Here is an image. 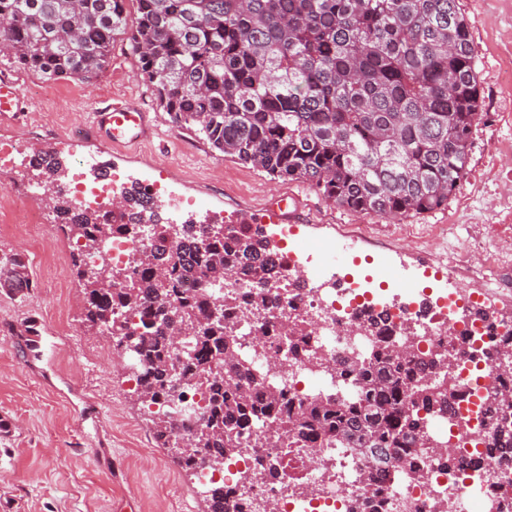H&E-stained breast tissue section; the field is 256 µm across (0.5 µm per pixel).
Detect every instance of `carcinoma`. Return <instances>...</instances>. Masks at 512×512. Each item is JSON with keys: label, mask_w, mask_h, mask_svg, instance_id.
Returning a JSON list of instances; mask_svg holds the SVG:
<instances>
[{"label": "carcinoma", "mask_w": 512, "mask_h": 512, "mask_svg": "<svg viewBox=\"0 0 512 512\" xmlns=\"http://www.w3.org/2000/svg\"><path fill=\"white\" fill-rule=\"evenodd\" d=\"M0 0V55L45 79L92 83L112 63L116 38L137 62L156 104L210 148L275 180L309 184L357 214L392 220L448 204L468 165L480 97L471 20L458 0ZM45 186L65 182L60 161L35 168ZM78 244L73 255L88 329L123 335L119 306L146 320L127 335L144 364L135 395L144 408L168 401L171 382L206 393L207 421L177 459L186 471L221 470L254 420L278 427L282 446L373 448L402 463L405 449L428 452L425 416L448 411L454 388L445 354L400 358L383 338L367 360H346L361 385L340 388L278 416L286 393L237 358L234 337L208 286L242 276L251 291L242 314L279 309V266L244 224H161L134 203L105 215L76 207L63 190L45 197ZM146 229L156 240L126 266L140 272L124 288L95 275L87 258H106L115 228ZM199 278L203 287L185 294ZM33 287L27 266L0 257V288ZM196 325L183 358L171 334ZM153 436L168 447L169 414L151 412ZM490 453L512 458V421L502 415ZM209 512H224V487L204 490Z\"/></svg>", "instance_id": "obj_1"}]
</instances>
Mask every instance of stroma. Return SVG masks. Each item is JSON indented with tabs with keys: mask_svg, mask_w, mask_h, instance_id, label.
Segmentation results:
<instances>
[{
	"mask_svg": "<svg viewBox=\"0 0 512 512\" xmlns=\"http://www.w3.org/2000/svg\"><path fill=\"white\" fill-rule=\"evenodd\" d=\"M458 4L472 21L481 118L467 172L441 209L395 224L373 213L353 214L306 183L271 180L213 151L166 114L158 135L129 148L128 160L120 161L122 183L159 182L162 195L181 198L182 211L216 212L228 224L236 212L293 193L301 223L324 225L329 235L343 225L410 256L441 261L464 287L498 282L512 301V256L496 251L499 241L512 239V0ZM1 70L21 82V122L0 125V141L19 158L34 148L31 130L39 126L59 156L78 166L97 150L77 135L102 99L155 105L120 42L108 71L91 84L48 80L4 59ZM29 181L20 168L0 172V254L21 253L34 282L18 293L0 290V512H197L200 486L156 446L151 416L137 402L128 372L87 332L70 240L40 197L28 201L40 226L25 236L14 232L10 186ZM32 316L41 320L48 343L40 363L50 373L46 382L16 344Z\"/></svg>",
	"mask_w": 512,
	"mask_h": 512,
	"instance_id": "stroma-1",
	"label": "stroma"
}]
</instances>
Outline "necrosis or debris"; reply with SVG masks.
<instances>
[{"mask_svg":"<svg viewBox=\"0 0 512 512\" xmlns=\"http://www.w3.org/2000/svg\"><path fill=\"white\" fill-rule=\"evenodd\" d=\"M280 271L279 294L286 312L303 316L314 327L306 352L293 355L291 338L264 337L269 316L259 311L231 322L241 354L293 401L339 386L355 393V381L339 370L338 363L346 357L369 358L379 343L378 337L352 331L360 301L337 299L328 288H293L288 262H281ZM416 319L413 310L396 308L382 328L394 344L412 345L415 353L454 357L455 408L470 425L457 429L440 414L426 422L430 442L446 440L452 461L425 459L419 479L401 469L381 475L364 457L344 450L270 446L265 427L256 422L244 431L241 449L225 461L223 470L197 471V483L223 486L229 494V512H357L367 496L376 512H470L474 502L481 512H502L512 503V462L490 455L496 429L478 404L483 393L501 383L502 374L490 356L512 349V318L452 331L443 314L428 329L405 336V327ZM322 359L332 364V371L319 367Z\"/></svg>","mask_w":512,"mask_h":512,"instance_id":"necrosis-or-debris-1","label":"necrosis or debris"}]
</instances>
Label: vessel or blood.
I'll use <instances>...</instances> for the list:
<instances>
[{
  "label": "vessel or blood",
  "mask_w": 512,
  "mask_h": 512,
  "mask_svg": "<svg viewBox=\"0 0 512 512\" xmlns=\"http://www.w3.org/2000/svg\"><path fill=\"white\" fill-rule=\"evenodd\" d=\"M21 101L14 79L0 75V115H12ZM91 132L102 138L90 164L99 181L112 178L113 152L148 138L152 125L148 112L133 103L110 104L97 111ZM287 199L269 203L260 218L242 213L238 223H258L272 256L288 252L295 262L297 283L306 288H332L337 297L363 294L366 309L384 315L396 304L415 310L420 318L447 310L450 324L492 322L512 316V304L498 293L476 288L464 294L443 264L427 258L406 257L401 251L380 247L367 252L366 240L353 231L336 232L319 246L312 245L313 225L292 223Z\"/></svg>",
  "instance_id": "b4317fda"
}]
</instances>
